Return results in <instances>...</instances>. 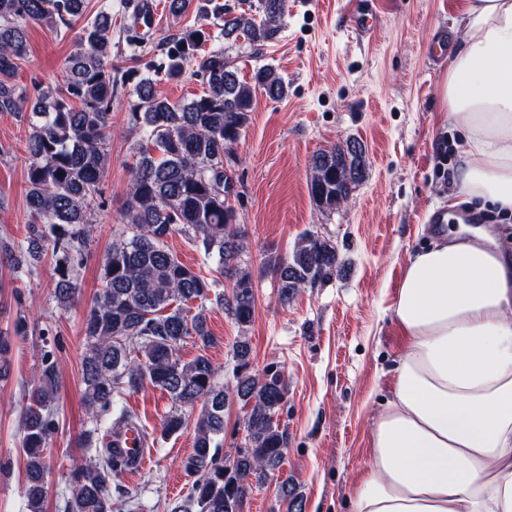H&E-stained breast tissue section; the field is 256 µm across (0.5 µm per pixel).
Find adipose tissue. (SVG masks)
I'll list each match as a JSON object with an SVG mask.
<instances>
[{"instance_id": "obj_1", "label": "adipose tissue", "mask_w": 512, "mask_h": 512, "mask_svg": "<svg viewBox=\"0 0 512 512\" xmlns=\"http://www.w3.org/2000/svg\"><path fill=\"white\" fill-rule=\"evenodd\" d=\"M443 109L455 184L512 214V0H458ZM407 348L373 423L351 512H512V247L443 226L410 257L392 305Z\"/></svg>"}]
</instances>
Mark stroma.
I'll list each match as a JSON object with an SVG mask.
<instances>
[{
	"mask_svg": "<svg viewBox=\"0 0 512 512\" xmlns=\"http://www.w3.org/2000/svg\"><path fill=\"white\" fill-rule=\"evenodd\" d=\"M108 1L119 16L121 0H89L88 16ZM163 2L152 0L150 26L135 27L120 16L113 23L116 67H131L137 47L142 63L166 65L162 38L187 29L202 26L220 36L222 23L213 15L191 11L175 17ZM374 2L377 19L364 36L349 26L353 0H287L276 41L261 47L241 41L228 49L241 77L268 64L288 86L280 100L257 94L251 119L227 158L235 184L231 204L248 234L253 321L243 331L220 306H207L208 327L219 343L205 352L219 381L233 382V346L243 335L252 348L253 372L277 366L286 389L275 416L288 434L283 464L253 487L243 512H286L280 497L285 482L303 496L304 512H350L349 488L369 467L368 434L391 397L393 367L406 347L391 307L407 258L432 244L425 227L435 207L489 217L479 202L457 191L435 154L437 141L456 144L457 132L440 110L448 63L431 61L427 43L436 30H453L455 0ZM73 50L72 35L32 27L17 85L31 91L60 80ZM133 102L131 85L115 87L104 206L94 214L80 296L66 308L55 298L51 254L20 267L11 260L29 219L27 122L0 113V331L12 345L10 376L0 382V460L9 463L0 472V512H26L21 417L43 353L51 354L59 373V429L46 450L45 512H62L70 462L81 455L80 437L92 426L82 400L84 320L129 187ZM353 138L365 148V176L336 209H318L308 191L310 159ZM489 219L490 227L512 231L511 217ZM306 233L333 244L339 265L281 302L264 257L270 251L290 256ZM122 401L150 433L160 431L171 407L168 396L150 386L125 392ZM193 444V430L184 429L156 444L146 468L122 472L112 482L132 493L135 512H170L188 491L181 462Z\"/></svg>",
	"mask_w": 512,
	"mask_h": 512,
	"instance_id": "1",
	"label": "stroma"
}]
</instances>
